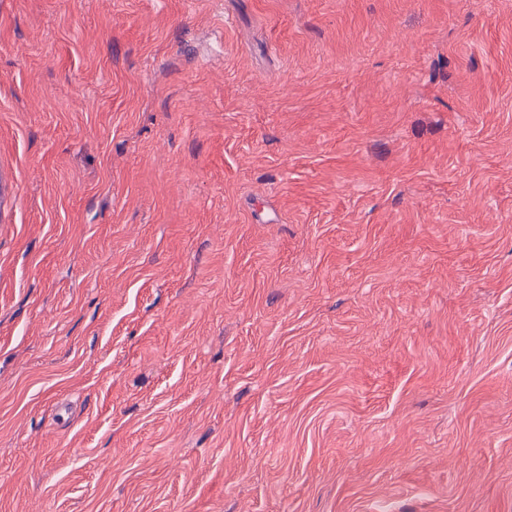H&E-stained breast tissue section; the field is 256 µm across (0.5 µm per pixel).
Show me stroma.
Instances as JSON below:
<instances>
[{
  "mask_svg": "<svg viewBox=\"0 0 512 512\" xmlns=\"http://www.w3.org/2000/svg\"><path fill=\"white\" fill-rule=\"evenodd\" d=\"M0 512H512V0H0Z\"/></svg>",
  "mask_w": 512,
  "mask_h": 512,
  "instance_id": "stroma-1",
  "label": "stroma"
}]
</instances>
